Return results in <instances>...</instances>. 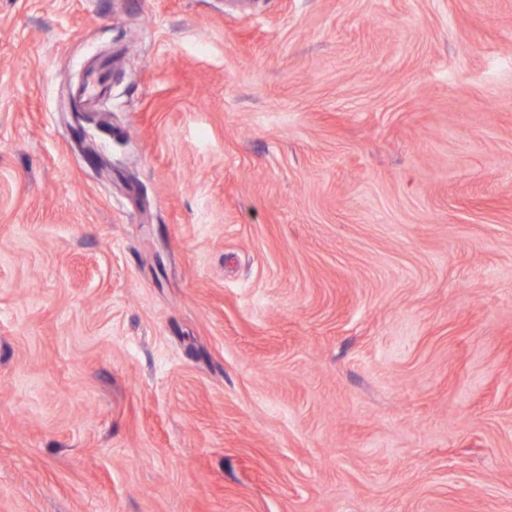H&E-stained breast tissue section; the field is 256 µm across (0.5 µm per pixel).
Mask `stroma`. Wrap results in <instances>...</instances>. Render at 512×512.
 <instances>
[{
  "label": "stroma",
  "instance_id": "35a3bbf8",
  "mask_svg": "<svg viewBox=\"0 0 512 512\" xmlns=\"http://www.w3.org/2000/svg\"><path fill=\"white\" fill-rule=\"evenodd\" d=\"M0 512H512V0H0ZM102 95L98 89V79L94 72H91L87 83L76 100L79 109H98L102 104Z\"/></svg>",
  "mask_w": 512,
  "mask_h": 512
}]
</instances>
